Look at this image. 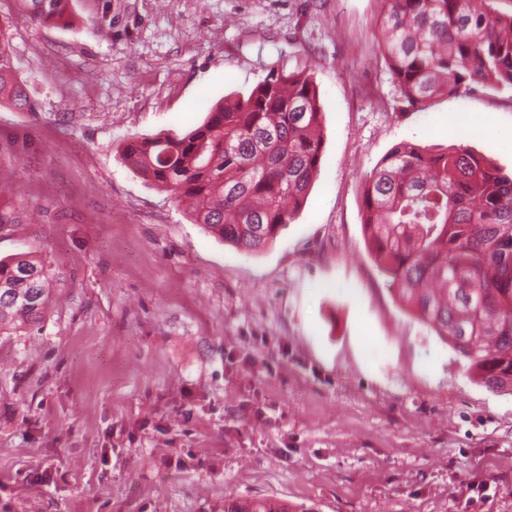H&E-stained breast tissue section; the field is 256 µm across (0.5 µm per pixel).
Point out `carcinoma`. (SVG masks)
<instances>
[{
	"label": "carcinoma",
	"instance_id": "1",
	"mask_svg": "<svg viewBox=\"0 0 512 512\" xmlns=\"http://www.w3.org/2000/svg\"><path fill=\"white\" fill-rule=\"evenodd\" d=\"M39 22L70 0H22ZM377 43L403 111L439 96L512 90V14L495 0H382ZM34 110L0 25V106ZM323 111L314 81L272 72L185 133L132 138L124 162L170 192L195 223L251 254L291 223L319 170ZM361 224L402 306L469 360L492 390H512V177L468 149L395 147L364 178ZM51 273L32 253L0 260V330L36 326ZM224 512H287L224 497Z\"/></svg>",
	"mask_w": 512,
	"mask_h": 512
}]
</instances>
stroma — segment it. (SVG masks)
I'll return each mask as SVG.
<instances>
[{"label": "stroma", "instance_id": "35a3bbf8", "mask_svg": "<svg viewBox=\"0 0 512 512\" xmlns=\"http://www.w3.org/2000/svg\"><path fill=\"white\" fill-rule=\"evenodd\" d=\"M0 0L35 109L0 106V259L56 275L41 329L0 331V512H512V391L403 309L360 186L394 147L512 174V93L400 111L379 0ZM310 74L323 160L250 255L123 161L271 68ZM29 16L39 22H57L68 18L70 0H22ZM284 505L276 506L267 501H240L230 497L224 499V512H287Z\"/></svg>", "mask_w": 512, "mask_h": 512}]
</instances>
